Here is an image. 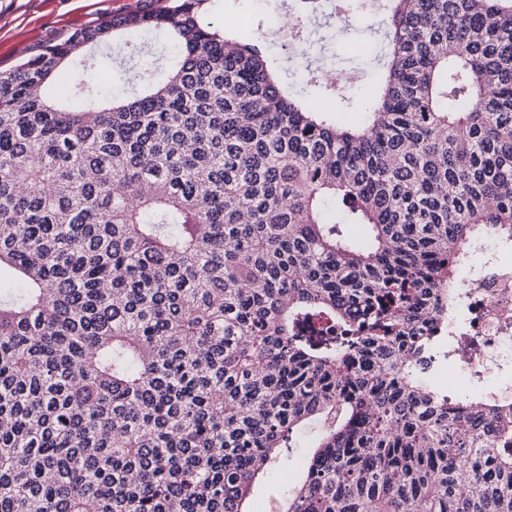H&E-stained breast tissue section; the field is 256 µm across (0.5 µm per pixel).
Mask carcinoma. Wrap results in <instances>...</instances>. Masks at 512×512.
Returning <instances> with one entry per match:
<instances>
[{
    "label": "carcinoma",
    "mask_w": 512,
    "mask_h": 512,
    "mask_svg": "<svg viewBox=\"0 0 512 512\" xmlns=\"http://www.w3.org/2000/svg\"><path fill=\"white\" fill-rule=\"evenodd\" d=\"M205 2L0 71V512H246L312 418L288 512H512V403L417 365L448 359L423 327L460 318L461 248L512 242V0H364L387 63L359 130ZM155 30L174 63L106 105L100 48Z\"/></svg>",
    "instance_id": "cac0c4a2"
}]
</instances>
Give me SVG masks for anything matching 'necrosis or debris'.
I'll use <instances>...</instances> for the list:
<instances>
[{"label": "necrosis or debris", "mask_w": 512, "mask_h": 512, "mask_svg": "<svg viewBox=\"0 0 512 512\" xmlns=\"http://www.w3.org/2000/svg\"><path fill=\"white\" fill-rule=\"evenodd\" d=\"M459 284L470 308L466 323L449 322L446 329L426 328V335L446 334L455 377L477 376L499 392V381L512 369V260L498 250L482 251L477 263H463Z\"/></svg>", "instance_id": "1"}]
</instances>
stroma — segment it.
Listing matches in <instances>:
<instances>
[{"label": "stroma", "instance_id": "1", "mask_svg": "<svg viewBox=\"0 0 512 512\" xmlns=\"http://www.w3.org/2000/svg\"><path fill=\"white\" fill-rule=\"evenodd\" d=\"M153 4L154 0H0V70L12 69L45 45L62 41L73 32L102 26L112 17ZM263 7L264 0H206L200 20L241 40L263 41L270 66L307 106L334 115L341 124L361 125L377 93L375 74L385 51L371 20L362 19L351 30L337 22L331 6H324L312 16L307 28L309 46L300 57L281 42H266ZM142 42L148 47L147 53L113 50L111 67L93 77V85L103 96L128 90L126 68L148 78L159 77V59L173 54L170 40L166 34L154 33L143 37ZM313 69L354 74L356 93L346 102L323 95L309 80ZM323 430L316 420L295 430L291 448L276 460L272 475L256 481L248 499L249 512H286L288 496L299 483L303 465Z\"/></svg>", "mask_w": 512, "mask_h": 512}]
</instances>
